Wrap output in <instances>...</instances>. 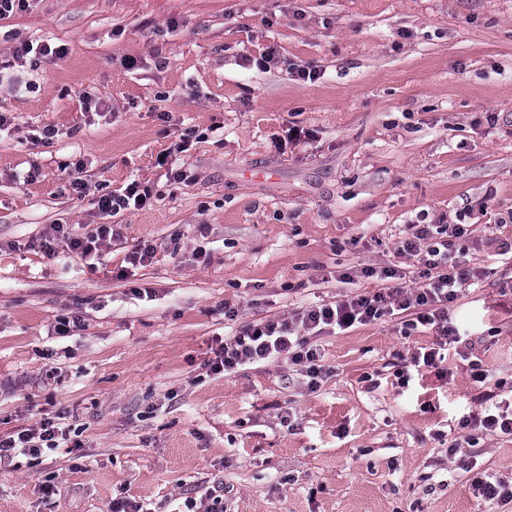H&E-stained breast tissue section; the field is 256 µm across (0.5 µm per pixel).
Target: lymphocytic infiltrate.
I'll return each mask as SVG.
<instances>
[{
	"label": "lymphocytic infiltrate",
	"instance_id": "f902f5d3",
	"mask_svg": "<svg viewBox=\"0 0 512 512\" xmlns=\"http://www.w3.org/2000/svg\"><path fill=\"white\" fill-rule=\"evenodd\" d=\"M150 187L133 182L122 192L100 197L98 209L107 221L95 230L76 234L58 224L53 228L52 239L44 241L43 251L54 255L55 242H64L71 253L87 259L97 253L102 242L119 235L120 229L110 219L127 210H140L150 203ZM461 224H413L401 248L415 258L419 267L420 287L408 290L397 286V270L380 271L381 279L390 283L385 291L375 294L352 293L330 304H323L284 319L263 320L241 328L236 334L225 337L212 351L205 367L214 375L229 376L245 365L265 363L277 359L299 366L308 378L309 388H317L322 375L319 363L321 353L312 340L333 330H347L358 324H367L398 311H413L408 328L431 326L437 329L434 347L413 355L411 364L416 369H428L436 377H447L443 368V351L448 345L460 342L458 330L448 323V305L456 300L464 286L481 280L484 269L468 266L465 236ZM66 430L54 421H41L38 427L23 428L0 439V459L17 455L41 457L66 439Z\"/></svg>",
	"mask_w": 512,
	"mask_h": 512
}]
</instances>
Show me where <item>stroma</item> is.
Masks as SVG:
<instances>
[{
    "label": "stroma",
    "instance_id": "1",
    "mask_svg": "<svg viewBox=\"0 0 512 512\" xmlns=\"http://www.w3.org/2000/svg\"><path fill=\"white\" fill-rule=\"evenodd\" d=\"M46 41L66 55L14 60ZM0 61V436L76 430L0 460V512H182L216 489L224 512H512L471 487L512 479V435L464 443L483 390L457 354L401 383L436 340L405 314L317 337L314 390L284 361L204 367L241 326L385 288L364 267L419 287L408 225L464 224L486 274L448 317L512 379V0H34L0 19ZM291 127L310 138L282 145ZM134 180L153 204L94 263L43 251ZM54 421L43 420L38 428H23L0 439V459L17 455L39 458L46 451L60 448V440H67L65 429H60Z\"/></svg>",
    "mask_w": 512,
    "mask_h": 512
}]
</instances>
